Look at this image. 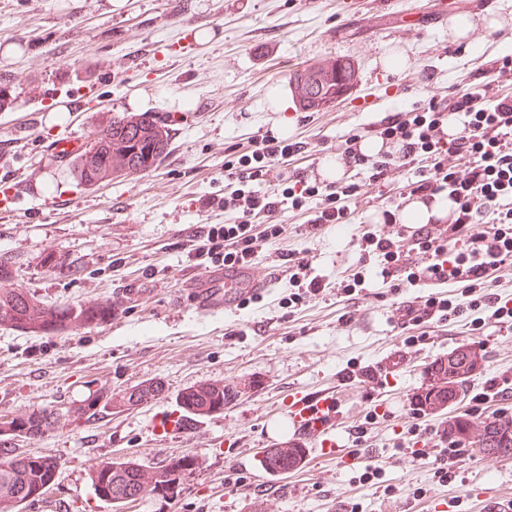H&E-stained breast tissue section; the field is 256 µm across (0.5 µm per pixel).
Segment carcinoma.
<instances>
[{
	"label": "carcinoma",
	"mask_w": 512,
	"mask_h": 512,
	"mask_svg": "<svg viewBox=\"0 0 512 512\" xmlns=\"http://www.w3.org/2000/svg\"><path fill=\"white\" fill-rule=\"evenodd\" d=\"M335 81L314 74L302 84L299 95L309 108L316 103L331 99L336 95ZM114 143L126 152L125 170L130 174H140L149 171L166 153L169 145L168 134L159 128L156 120L143 114L126 115L116 112L110 120L100 126L98 143L103 146ZM80 181L94 184L99 181L96 175L97 166L94 161L79 154L76 161ZM36 304L31 294H17L13 291L12 281L0 263V327L6 329L28 331L35 328L31 321ZM58 321L46 324L38 331L53 334L72 321L74 316L84 317L79 312L73 313L69 307L57 308ZM158 386L155 384L142 385L133 389L127 401L133 404L143 403L155 396ZM224 391L216 394L210 392L188 393L180 401L181 412H188L194 404L203 409L219 411L224 409ZM56 414L45 410L32 411L22 420L11 419L3 426L7 428V436L0 438V492L8 491L5 501L21 508L41 495L44 489L55 481L58 475L57 461L48 455H35L26 451H15L8 443L17 437H41L54 428ZM482 454H494L499 457H512V427H502L494 422L486 426L482 446L478 448ZM195 467L194 458L184 456L177 460L175 470L165 465L158 469L156 497L166 498L173 494L176 484L183 473ZM138 465L131 460L114 462L105 460L99 470L90 476L91 486L97 497L112 505L120 506L137 499Z\"/></svg>",
	"instance_id": "cac0c4a2"
}]
</instances>
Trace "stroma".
Here are the masks:
<instances>
[{
	"label": "stroma",
	"instance_id": "35a3bbf8",
	"mask_svg": "<svg viewBox=\"0 0 512 512\" xmlns=\"http://www.w3.org/2000/svg\"><path fill=\"white\" fill-rule=\"evenodd\" d=\"M458 16L485 39L457 38ZM8 43L22 53L0 56V90L10 101L0 112V257L46 305L119 297L115 316L81 331L0 327V421L25 407L67 413L97 397L102 373L112 383L104 415L15 439L59 462L52 485L21 512H42L58 498L68 512H240L256 489L247 464L286 421L293 396L330 387L339 396V450H312L304 469L269 479L283 512H483L486 495L512 500V458L484 469L465 442L442 483L432 440L411 429L430 371L461 346L483 357L456 388L455 415L486 423L512 410V350L504 346L512 326L489 320L475 329L467 314L453 331L411 339L395 307L418 289L395 294L374 277L358 318L338 320L336 285L358 263L359 224L381 219L376 199L358 200V226L314 236L280 217L281 241L259 261L277 262L282 248L308 251L326 285L297 313L282 303L284 280L228 312L200 314L178 301L183 271L212 264L182 242L186 229L223 223L227 154L243 152L249 137H290L309 143L302 164L321 173L361 127L429 92L454 93L466 74L512 56V0H125L115 9L107 0H0V47ZM329 60L356 68L358 85L321 109L303 108L294 78ZM25 68L43 100L13 85V71ZM228 99L238 111H225ZM114 112L167 119L168 151L146 173L83 185L50 144ZM395 351L402 365L385 370ZM214 378L232 395L223 412L197 417L192 433L155 429L158 415L178 413L187 389ZM149 382L161 386L156 399L129 405L126 393ZM184 455L197 465L172 499L117 511L83 471L90 456L159 467Z\"/></svg>",
	"mask_w": 512,
	"mask_h": 512
}]
</instances>
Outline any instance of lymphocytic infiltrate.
<instances>
[{
    "label": "lymphocytic infiltrate",
    "mask_w": 512,
    "mask_h": 512,
    "mask_svg": "<svg viewBox=\"0 0 512 512\" xmlns=\"http://www.w3.org/2000/svg\"><path fill=\"white\" fill-rule=\"evenodd\" d=\"M461 119L454 138L441 130L449 117ZM380 140L384 151L369 158L363 138ZM305 142L271 135L255 137L249 150L224 163V221L190 240L196 256L219 255L224 263L255 259L276 243L282 227L276 216L288 215L307 230L356 221V201L365 184H385L379 196L384 224L398 222L402 199L425 203L444 196L453 204V219L444 234L429 226L413 232L414 251L429 263L417 268L397 240L382 226L369 225L359 237L362 258H376L383 283L391 288L429 286L406 307L404 329L427 331L451 324L465 305L442 295L458 286L469 305L483 307L496 320L512 321V305L490 294L505 264L512 262V57L490 61L475 80L451 95L434 94L420 105L390 112L366 134H352L337 148L344 169L341 179L309 178L295 165ZM414 168L413 178L396 181V164ZM369 179H362L363 170ZM267 191H258V184Z\"/></svg>",
    "instance_id": "f902f5d3"
}]
</instances>
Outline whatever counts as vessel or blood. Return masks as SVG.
<instances>
[{"mask_svg":"<svg viewBox=\"0 0 512 512\" xmlns=\"http://www.w3.org/2000/svg\"><path fill=\"white\" fill-rule=\"evenodd\" d=\"M98 134L96 125L84 128L82 139L57 140L52 150L58 158L67 159L80 154L84 142ZM273 284L266 266L255 262L214 267L194 277L182 295L183 306L200 312L226 311L244 300L261 293ZM337 399L328 389L314 397L295 396L288 410L291 433L276 434L272 446L278 450V460H270L265 452H257L250 465L255 478L266 479L270 470L288 472L294 457L306 454L309 446L331 444L336 428Z\"/></svg>","mask_w":512,"mask_h":512,"instance_id":"1","label":"vessel or blood"}]
</instances>
